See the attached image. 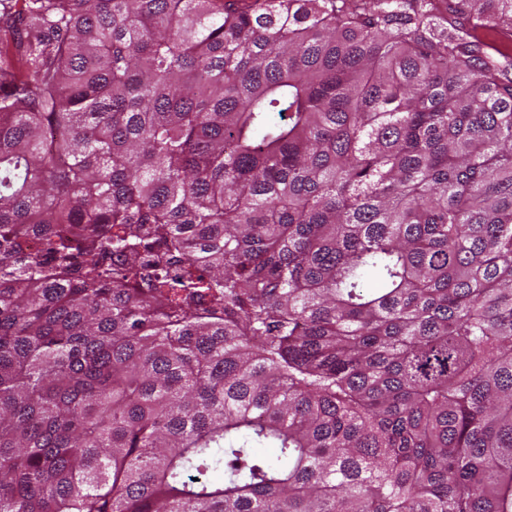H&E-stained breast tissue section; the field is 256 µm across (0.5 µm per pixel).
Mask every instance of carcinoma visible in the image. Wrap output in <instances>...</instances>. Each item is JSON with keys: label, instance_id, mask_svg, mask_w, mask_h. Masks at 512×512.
Listing matches in <instances>:
<instances>
[{"label": "carcinoma", "instance_id": "cac0c4a2", "mask_svg": "<svg viewBox=\"0 0 512 512\" xmlns=\"http://www.w3.org/2000/svg\"><path fill=\"white\" fill-rule=\"evenodd\" d=\"M498 27L0 0V512H512Z\"/></svg>", "mask_w": 512, "mask_h": 512}]
</instances>
